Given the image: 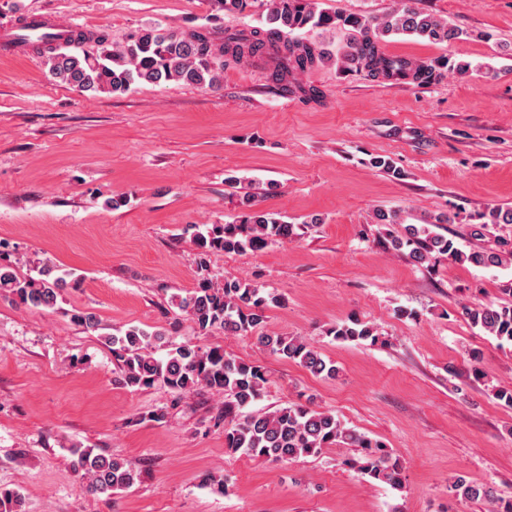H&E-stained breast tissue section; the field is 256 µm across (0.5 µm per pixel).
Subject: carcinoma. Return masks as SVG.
Wrapping results in <instances>:
<instances>
[{"instance_id":"obj_1","label":"carcinoma","mask_w":512,"mask_h":512,"mask_svg":"<svg viewBox=\"0 0 512 512\" xmlns=\"http://www.w3.org/2000/svg\"><path fill=\"white\" fill-rule=\"evenodd\" d=\"M264 34L214 28H196L188 32L160 25L140 29L119 47L112 45L104 32L85 33L70 30L64 42L80 46L92 42L93 54L81 50L65 52L55 36L35 40L20 37L17 43L35 42L42 46L49 74L81 93H126L134 84L160 85L178 82L218 90L224 81V69L258 58L273 64L271 78L281 90L299 93L319 102L322 92L313 86L293 85L288 77L303 73L329 58V53L299 39L296 32L305 28L339 25L349 30L345 46L336 55V64L344 69L365 72L372 78L411 80L418 85L433 84L441 78L445 63H417L390 57L380 51V43L395 35L416 36L435 43H448L465 35L457 27L436 18L417 6V0H401L379 20L358 16L336 17L319 8L318 0H269ZM246 211L231 224H204L193 227L191 240L197 250V284L185 296L175 295L172 304L184 312L201 335L215 329L227 333H251L266 321V311L281 304L282 298L256 286L226 277L218 282L210 274L209 256L215 251L240 253L261 250L272 243L292 241L301 236L304 226L290 224L272 212L257 206L254 199L244 202ZM480 224L471 225L470 235L482 238L495 227L512 224V206L493 207L482 213ZM448 223L440 214L419 227H406L407 235L389 233L394 249L407 247L419 264L448 256L481 268L512 264V251L477 249L460 251L454 241L437 232ZM68 275L55 274L45 265L37 276H19L4 251L0 250V290L30 308L53 309L63 299ZM470 322L500 341L512 343V303L487 304L465 309ZM327 335L340 341L379 340L376 329L353 316L331 326ZM164 333L130 326L118 335L105 336L112 357L120 364L123 383L146 389L161 383L182 394L207 389L224 396V447L231 453L242 451L273 462H287L304 455H316L333 445L359 449L360 456L351 466L362 476L391 486L402 484L403 466L399 458L380 440L345 426L328 411L307 404H291L274 411L244 413L243 409L262 397L267 375L263 367L247 363L220 347L204 350L192 342L177 346L166 360L155 357L154 348ZM273 356L299 364L315 376L334 378L336 366L320 351L298 336L258 337ZM73 467L94 494H113L131 488L141 479V471L118 455L94 453L91 448H72ZM452 488L464 499H482L490 512H512V501L500 498L484 484L457 478ZM19 493L0 491V512H18Z\"/></svg>"}]
</instances>
